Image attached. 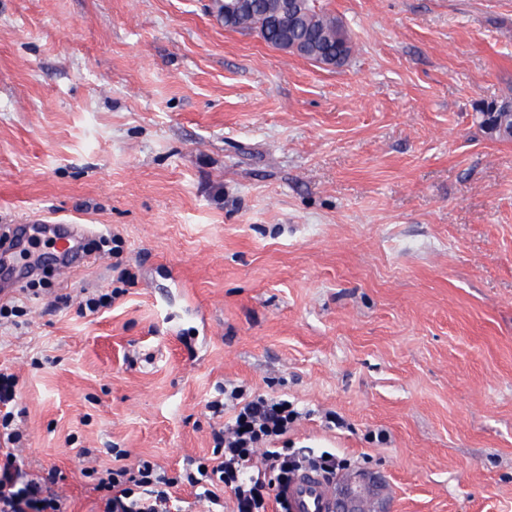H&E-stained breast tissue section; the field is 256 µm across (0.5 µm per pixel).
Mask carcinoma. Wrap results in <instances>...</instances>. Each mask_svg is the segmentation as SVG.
<instances>
[{"instance_id":"obj_1","label":"carcinoma","mask_w":512,"mask_h":512,"mask_svg":"<svg viewBox=\"0 0 512 512\" xmlns=\"http://www.w3.org/2000/svg\"><path fill=\"white\" fill-rule=\"evenodd\" d=\"M255 4L254 14L241 16L230 24L236 30L256 31L263 40L275 47L278 33L266 24V18L279 9L280 0H251ZM295 19L290 27L292 53L318 62L325 56L346 60L352 53V43L340 22L328 13L319 10L314 0H295Z\"/></svg>"}]
</instances>
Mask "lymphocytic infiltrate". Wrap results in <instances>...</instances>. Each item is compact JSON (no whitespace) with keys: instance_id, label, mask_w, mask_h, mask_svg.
Returning a JSON list of instances; mask_svg holds the SVG:
<instances>
[{"instance_id":"1","label":"lymphocytic infiltrate","mask_w":512,"mask_h":512,"mask_svg":"<svg viewBox=\"0 0 512 512\" xmlns=\"http://www.w3.org/2000/svg\"><path fill=\"white\" fill-rule=\"evenodd\" d=\"M17 378L0 372V444L8 450L0 458V512H66L56 491V471L32 478L22 468L15 450L22 433L15 428ZM214 446L208 458L190 459L170 472L145 457L131 458L128 450L112 451L111 468H84L94 483L102 512H183L181 488L198 490L206 512H224L232 501L233 512H288L280 497L266 499V488L277 487L303 466L334 476L342 462L335 453L320 455L286 446L288 433L301 412L285 399L254 395L241 385L219 388L206 404Z\"/></svg>"}]
</instances>
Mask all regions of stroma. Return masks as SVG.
<instances>
[{
	"label": "stroma",
	"mask_w": 512,
	"mask_h": 512,
	"mask_svg": "<svg viewBox=\"0 0 512 512\" xmlns=\"http://www.w3.org/2000/svg\"><path fill=\"white\" fill-rule=\"evenodd\" d=\"M336 68L215 0H0V225L120 234L0 325L30 473L99 512L80 451L207 457L225 384L393 512H512V0H315ZM131 275L112 308L51 311ZM343 427H327L326 413Z\"/></svg>",
	"instance_id": "obj_1"
}]
</instances>
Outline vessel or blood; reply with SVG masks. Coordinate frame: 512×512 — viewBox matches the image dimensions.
Wrapping results in <instances>:
<instances>
[{
	"mask_svg": "<svg viewBox=\"0 0 512 512\" xmlns=\"http://www.w3.org/2000/svg\"><path fill=\"white\" fill-rule=\"evenodd\" d=\"M84 237L80 224H21L12 248L0 253V265L26 276L50 258L67 278L94 261L82 248ZM280 493L289 512H334L335 485L320 471L306 468L296 472Z\"/></svg>",
	"mask_w": 512,
	"mask_h": 512,
	"instance_id": "obj_1",
	"label": "vessel or blood"
}]
</instances>
